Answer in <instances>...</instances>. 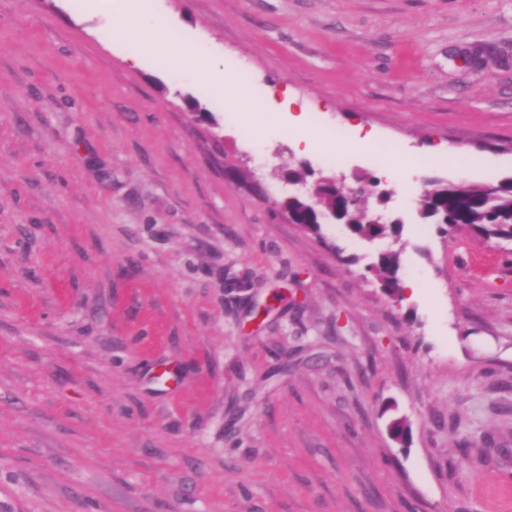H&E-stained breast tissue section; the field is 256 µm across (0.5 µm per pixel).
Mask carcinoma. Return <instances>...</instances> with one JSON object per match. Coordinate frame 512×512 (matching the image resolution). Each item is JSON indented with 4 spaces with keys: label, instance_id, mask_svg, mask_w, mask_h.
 <instances>
[{
    "label": "carcinoma",
    "instance_id": "carcinoma-1",
    "mask_svg": "<svg viewBox=\"0 0 512 512\" xmlns=\"http://www.w3.org/2000/svg\"><path fill=\"white\" fill-rule=\"evenodd\" d=\"M498 185V190L489 194L476 183H434L420 196L419 215L423 220L439 225L443 235L449 234L452 227L465 224L482 239L512 240V177L500 180ZM315 194L326 211L341 214L342 221L355 235L366 237L377 230L385 234L401 233L400 224H386L380 229L375 227L369 209L358 203H349L347 190L329 179L316 183ZM399 257L398 251L389 253L369 267L381 287L392 295L402 292L398 277Z\"/></svg>",
    "mask_w": 512,
    "mask_h": 512
}]
</instances>
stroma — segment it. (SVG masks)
Instances as JSON below:
<instances>
[{
  "label": "stroma",
  "instance_id": "1",
  "mask_svg": "<svg viewBox=\"0 0 512 512\" xmlns=\"http://www.w3.org/2000/svg\"><path fill=\"white\" fill-rule=\"evenodd\" d=\"M151 4L233 92L129 67L111 0H0V512H512V242L417 208L512 177V0ZM276 87L381 148L245 121ZM340 175L402 300L285 218Z\"/></svg>",
  "mask_w": 512,
  "mask_h": 512
}]
</instances>
